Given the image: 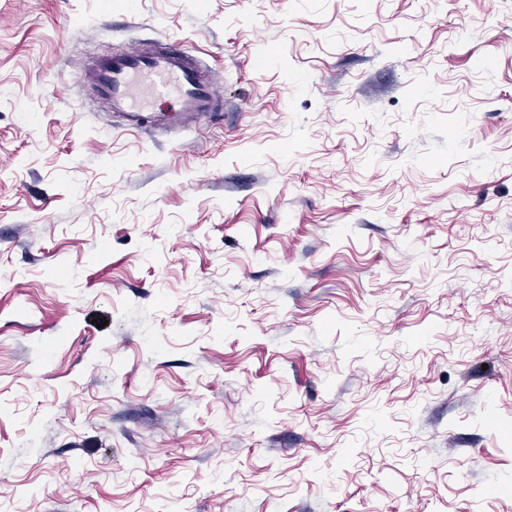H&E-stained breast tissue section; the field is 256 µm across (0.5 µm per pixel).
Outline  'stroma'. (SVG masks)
<instances>
[{"instance_id":"stroma-1","label":"stroma","mask_w":512,"mask_h":512,"mask_svg":"<svg viewBox=\"0 0 512 512\" xmlns=\"http://www.w3.org/2000/svg\"><path fill=\"white\" fill-rule=\"evenodd\" d=\"M0 512H512V0H0ZM89 77L110 112L133 128L139 125V113L155 112L148 108V101L176 99L178 109L162 113L163 120L180 114L199 117L215 112L220 94L212 75L179 45L136 43L100 62Z\"/></svg>"}]
</instances>
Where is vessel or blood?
<instances>
[{
	"mask_svg": "<svg viewBox=\"0 0 512 512\" xmlns=\"http://www.w3.org/2000/svg\"><path fill=\"white\" fill-rule=\"evenodd\" d=\"M89 77L98 96L130 126H138L151 101L174 97L178 112L199 117L213 112L219 92L185 48L139 42L100 62Z\"/></svg>",
	"mask_w": 512,
	"mask_h": 512,
	"instance_id": "vessel-or-blood-1",
	"label": "vessel or blood"
}]
</instances>
